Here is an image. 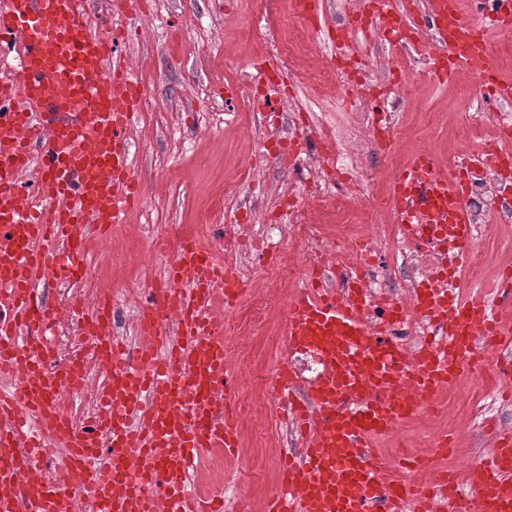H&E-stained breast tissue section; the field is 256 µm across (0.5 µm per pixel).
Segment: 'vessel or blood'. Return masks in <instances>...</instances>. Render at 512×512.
<instances>
[{
	"label": "vessel or blood",
	"instance_id": "obj_1",
	"mask_svg": "<svg viewBox=\"0 0 512 512\" xmlns=\"http://www.w3.org/2000/svg\"><path fill=\"white\" fill-rule=\"evenodd\" d=\"M99 0H0V58L17 55L15 77L0 81V512H223L192 491L189 472L201 448L232 450L242 424L225 408L237 383L224 347L216 298L232 307L242 293L235 273L196 235L180 232L162 285L139 315L143 341L129 357L112 339V303L55 307L39 287L87 275L84 229L126 223L144 193L128 140L144 94L130 65L116 57V36L95 24ZM459 0H424L434 50L427 74L489 78L493 101L512 100V78L485 37H512V0H492L484 20ZM405 0H360L349 21L361 39L399 36ZM401 235L418 250L445 246L455 266L427 274L409 303L390 302L385 322L368 319L364 275L329 287L323 271L297 289L286 314L289 354H313L318 375L301 383L281 362L272 385L306 440L284 463L283 490L270 512H453L452 474L422 485L409 460L392 473L370 454L413 414L483 367L512 342V274L499 307L449 293L473 252L466 184L420 154L390 183ZM417 315L442 332L437 343L404 346L396 327ZM77 317L87 355L103 382L97 412L77 422L59 403L80 385L84 365L54 362V321ZM62 443V473L47 470L50 443ZM478 512H512V433L468 469Z\"/></svg>",
	"mask_w": 512,
	"mask_h": 512
}]
</instances>
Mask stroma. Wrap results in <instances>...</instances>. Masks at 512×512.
<instances>
[{
	"instance_id": "stroma-1",
	"label": "stroma",
	"mask_w": 512,
	"mask_h": 512,
	"mask_svg": "<svg viewBox=\"0 0 512 512\" xmlns=\"http://www.w3.org/2000/svg\"><path fill=\"white\" fill-rule=\"evenodd\" d=\"M285 2L138 0L120 11H99L100 23L122 36L119 53L145 79V110L128 131L145 203L128 223L113 225L106 241L88 235L85 253L89 274L112 291V330L128 351L137 348L139 310L163 280L176 232L185 224H199L206 240L244 228L265 239L268 254L249 253L228 262L243 288L228 313L243 327L230 343L244 345L250 361L265 369H272L281 355L286 319L277 294L269 290L282 276L271 255L294 256L306 249L324 257L348 235L377 240L385 293L407 299L409 276L426 272L429 259L397 253L401 237L395 222L347 198H340L334 222H325L313 198V173L322 170L331 147L339 146L342 164L354 167L368 194L382 197L392 176L419 152L431 153L440 167H447L471 151L452 132L451 103L467 95L484 137L494 136L500 124L512 125V105L489 106L477 94L474 78L435 82L424 69L422 50L381 38L357 44L356 50L380 83L399 78L408 85L381 103L394 125L392 147L377 146L361 108L337 106L341 77L335 72L316 95L291 82L281 121L269 125L256 104L239 95L225 99V85L253 84L252 61L278 57L289 32L300 28L307 59L334 71L328 35L353 8L351 0H325L318 20L307 26ZM292 138L305 139L307 151L300 163L290 165L279 155ZM288 197L294 210L281 206ZM473 259L495 284L487 298L496 301L497 289L504 286L499 272L512 268V221L488 225ZM481 374L487 379L484 388L447 395L439 414L407 420L396 439L375 442V451L389 459L403 453L425 456L437 436L445 434L455 448L449 469L462 473L484 459L495 432L512 429V400H503L493 366ZM276 413L269 396L262 415L243 417L238 453L224 461V512H236L243 498L267 501L278 490L274 456L297 451L299 442L294 436L273 440Z\"/></svg>"
}]
</instances>
